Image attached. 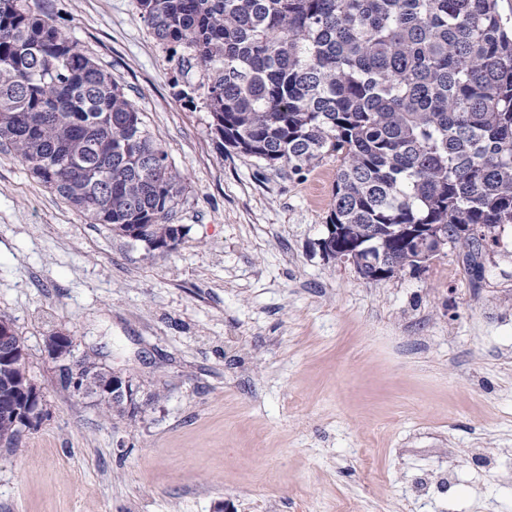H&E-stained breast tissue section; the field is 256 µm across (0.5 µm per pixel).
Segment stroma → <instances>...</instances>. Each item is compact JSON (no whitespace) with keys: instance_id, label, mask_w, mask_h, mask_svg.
I'll use <instances>...</instances> for the list:
<instances>
[{"instance_id":"1","label":"stroma","mask_w":512,"mask_h":512,"mask_svg":"<svg viewBox=\"0 0 512 512\" xmlns=\"http://www.w3.org/2000/svg\"><path fill=\"white\" fill-rule=\"evenodd\" d=\"M111 72L185 192L169 251L90 224L0 151V313L47 390L0 444V512H512V226L367 282L327 258L337 162L225 152L137 0H28ZM62 333L132 384L57 390ZM57 342V340L49 337L46 347L49 356L58 363L59 371L64 374L69 382L70 388L65 380L59 379L58 385L62 391L71 395V389L74 397L78 399L88 398L93 401L103 392L109 394L112 401L126 400L129 404L133 400V390L129 382L118 375L111 374L104 380L94 376L80 377L78 374L76 375L75 355L66 349H61ZM73 374H75L74 377ZM112 401L106 395H101L92 405L103 419L109 420L112 417Z\"/></svg>"}]
</instances>
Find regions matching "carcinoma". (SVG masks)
<instances>
[{"label": "carcinoma", "mask_w": 512, "mask_h": 512, "mask_svg": "<svg viewBox=\"0 0 512 512\" xmlns=\"http://www.w3.org/2000/svg\"><path fill=\"white\" fill-rule=\"evenodd\" d=\"M199 91L225 150L300 176L339 162L331 258L391 278L422 253L403 224L443 225L480 268L512 224V12L501 0H138ZM199 74L198 83L192 75ZM0 147L92 224L175 248L182 178L112 74L27 0H0ZM0 372V400L26 351ZM18 425L0 418V442Z\"/></svg>", "instance_id": "obj_1"}]
</instances>
